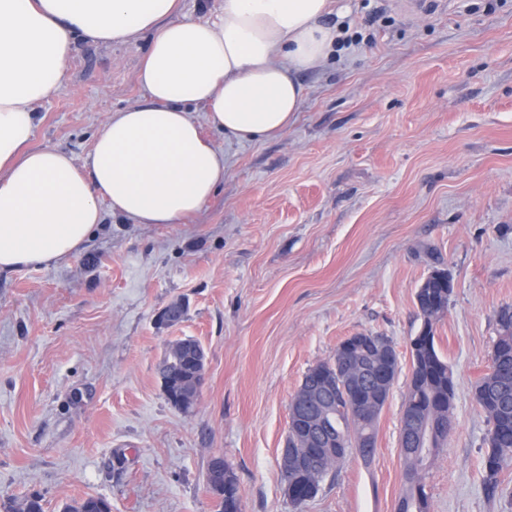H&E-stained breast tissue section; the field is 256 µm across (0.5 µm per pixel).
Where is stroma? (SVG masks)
<instances>
[{"mask_svg":"<svg viewBox=\"0 0 512 512\" xmlns=\"http://www.w3.org/2000/svg\"><path fill=\"white\" fill-rule=\"evenodd\" d=\"M431 3L333 0L327 24L362 43L302 75L286 133H212L229 167L186 222L136 224L106 206L81 252L0 273V503L37 494L62 512L93 495L112 512H215L219 455L242 512H396L415 292L438 255L454 284L435 336L456 425L425 474L429 512H512L485 493L489 425L472 395L512 306V0ZM146 46L77 43L32 147L83 158L111 113L143 101ZM175 301L183 321L160 325ZM360 332L401 356L375 452L293 504L279 470L290 400ZM182 336L207 353L187 414L159 376Z\"/></svg>","mask_w":512,"mask_h":512,"instance_id":"stroma-1","label":"stroma"}]
</instances>
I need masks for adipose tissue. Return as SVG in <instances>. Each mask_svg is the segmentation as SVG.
Returning <instances> with one entry per match:
<instances>
[{"label": "adipose tissue", "instance_id": "adipose-tissue-1", "mask_svg": "<svg viewBox=\"0 0 512 512\" xmlns=\"http://www.w3.org/2000/svg\"><path fill=\"white\" fill-rule=\"evenodd\" d=\"M329 0H224L213 18L179 0H0V271L53 264L81 250L101 202L137 224H177L223 182L228 158L190 111L208 109L225 140L263 141L295 122L301 73L334 49ZM147 39L140 104L112 113L82 164L31 148L35 107L65 85L77 39Z\"/></svg>", "mask_w": 512, "mask_h": 512}]
</instances>
